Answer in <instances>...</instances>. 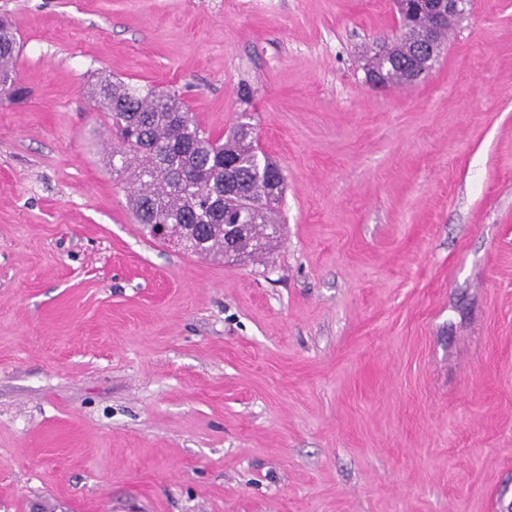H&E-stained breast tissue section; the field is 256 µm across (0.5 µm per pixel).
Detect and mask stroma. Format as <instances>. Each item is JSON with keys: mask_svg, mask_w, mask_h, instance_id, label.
Returning a JSON list of instances; mask_svg holds the SVG:
<instances>
[{"mask_svg": "<svg viewBox=\"0 0 512 512\" xmlns=\"http://www.w3.org/2000/svg\"><path fill=\"white\" fill-rule=\"evenodd\" d=\"M1 16L0 512H512V0L386 89L391 0ZM102 72L252 124L287 179L263 262L133 223ZM16 32L12 26L0 21V99L10 100L17 96L19 88L16 59L19 53Z\"/></svg>", "mask_w": 512, "mask_h": 512, "instance_id": "stroma-1", "label": "stroma"}]
</instances>
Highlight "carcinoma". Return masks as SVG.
<instances>
[{"label": "carcinoma", "mask_w": 512, "mask_h": 512, "mask_svg": "<svg viewBox=\"0 0 512 512\" xmlns=\"http://www.w3.org/2000/svg\"><path fill=\"white\" fill-rule=\"evenodd\" d=\"M403 38L384 59L389 78L400 83L410 76L412 51L446 45L437 37L431 18L418 9L402 22ZM16 32L0 21V99L17 96L19 88ZM92 108L103 113L117 145L109 164L115 173H130L137 188L130 197L135 222L151 235L156 224H170L184 248L208 258H224L228 236L238 243L240 259L269 254L281 224L285 176L267 156H259L254 136L241 122L225 135L202 127L178 94L151 84H130L102 74L89 89Z\"/></svg>", "instance_id": "carcinoma-1"}]
</instances>
